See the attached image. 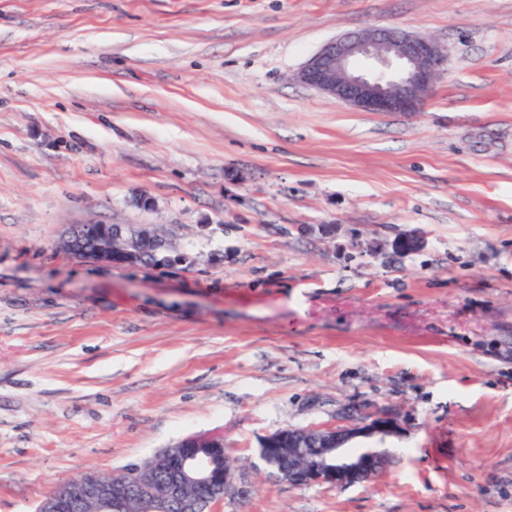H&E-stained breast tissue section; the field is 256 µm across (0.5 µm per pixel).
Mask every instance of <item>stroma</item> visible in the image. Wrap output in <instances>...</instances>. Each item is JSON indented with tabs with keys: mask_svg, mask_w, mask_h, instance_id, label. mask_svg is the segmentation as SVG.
Here are the masks:
<instances>
[{
	"mask_svg": "<svg viewBox=\"0 0 512 512\" xmlns=\"http://www.w3.org/2000/svg\"><path fill=\"white\" fill-rule=\"evenodd\" d=\"M389 26L448 50L420 111L298 81ZM93 222L175 261L58 248ZM365 411L384 474L266 475L260 437ZM199 433L214 512H512V0H0V512Z\"/></svg>",
	"mask_w": 512,
	"mask_h": 512,
	"instance_id": "obj_1",
	"label": "stroma"
}]
</instances>
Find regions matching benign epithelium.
Listing matches in <instances>:
<instances>
[{"instance_id":"benign-epithelium-1","label":"benign epithelium","mask_w":512,"mask_h":512,"mask_svg":"<svg viewBox=\"0 0 512 512\" xmlns=\"http://www.w3.org/2000/svg\"><path fill=\"white\" fill-rule=\"evenodd\" d=\"M448 63L447 50L435 39L397 27L369 28L325 44L298 73L305 86L333 96L362 112H416ZM159 247L156 257L167 259V242L155 230L139 227L131 232L112 224H78L59 242L73 257L107 264L143 261V244ZM415 235L394 240L396 253L420 250ZM397 433V423L384 413H373L352 427H292L261 437L262 462L288 458V472L301 485L342 487L369 481L386 472L394 458L377 448L359 453L360 440L385 439ZM176 452L159 457L166 474L163 484L146 486L140 468L129 469L117 480L81 478L70 481L47 497L40 512H73L86 500L96 512H167L173 503L193 512L194 498L186 488L205 487L212 505L237 489V467L224 452V439L195 434L179 442Z\"/></svg>"}]
</instances>
